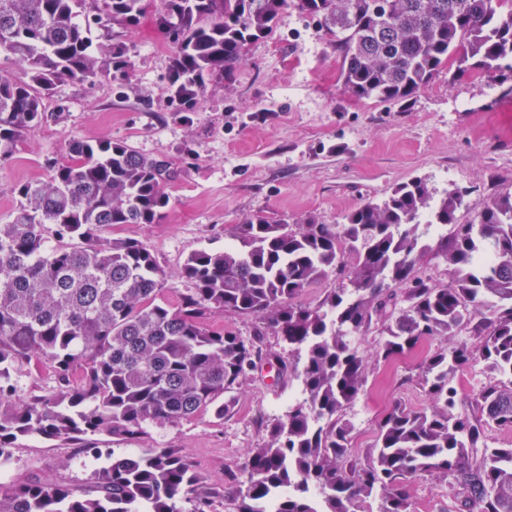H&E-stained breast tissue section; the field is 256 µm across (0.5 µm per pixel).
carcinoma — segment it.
I'll use <instances>...</instances> for the list:
<instances>
[{
	"label": "carcinoma",
	"instance_id": "obj_1",
	"mask_svg": "<svg viewBox=\"0 0 512 512\" xmlns=\"http://www.w3.org/2000/svg\"><path fill=\"white\" fill-rule=\"evenodd\" d=\"M336 36L344 87L360 98L404 100L445 71L495 81L512 73V0H295ZM288 0H162L160 33L176 47L172 98L193 106L210 79L240 63L246 45L271 34ZM143 0H0V53L29 74L0 72V161L44 119L43 100L62 79L125 74L120 45L93 46L98 27H135ZM43 182L19 186V204L0 224V459L20 437L47 440L106 434L134 438L149 424L207 411L248 377L253 341L211 329L208 309L260 318L304 361L273 356L279 373H299L305 398L252 451L255 476L232 492L235 512H358L377 492L380 512H410L398 478L441 474L480 512H512V448L488 442L489 426L512 427V193L494 199L437 254L455 278L438 285L415 273L426 247L420 217L454 224L466 191L435 199L418 178L381 203L367 201L341 224L297 229L257 217L237 225L240 248L198 251L182 268L192 287L177 306L159 300L164 274L149 249L107 238L120 224H158L170 197L171 164L122 141L73 140ZM330 272L347 284L311 309L293 299ZM490 316L478 318L482 311ZM379 326V362L434 336L471 327L479 349L460 342L430 355L419 383L432 399L413 412L394 405L368 463L344 467L351 425L341 415L367 382L352 337ZM489 380L474 410L461 411L456 370L475 358ZM23 364L46 368L56 389L15 401ZM95 472L93 496L50 479L0 484V512H208L193 495L192 464L165 450L115 457Z\"/></svg>",
	"mask_w": 512,
	"mask_h": 512
}]
</instances>
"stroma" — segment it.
<instances>
[{"label":"stroma","instance_id":"1","mask_svg":"<svg viewBox=\"0 0 512 512\" xmlns=\"http://www.w3.org/2000/svg\"><path fill=\"white\" fill-rule=\"evenodd\" d=\"M161 0H145L137 26L117 33L131 67L125 76L60 83L44 100L46 119L0 164V224L19 202L17 189L47 179L48 161L69 142H127L167 160L176 172L159 224H127L113 237L142 241L165 275L162 299L177 304L189 286L182 267L192 253L234 245L235 225L256 215L288 224H339L367 201L386 199L398 184L424 179L434 195L469 188L457 213L471 222L491 200L512 192V77L492 83L474 75H441L409 100L380 102L348 92L340 79L336 38L316 19L286 9L268 37L249 43L243 62L225 80L208 82L198 104L170 100L176 49L161 36ZM213 328L256 338L266 353L287 355L280 336L253 316L210 309ZM434 337L387 363L369 362L367 383L343 418L350 423L349 463L366 464L385 415L394 404L417 411L430 404L419 384L429 354L447 349ZM302 398L295 375L276 379L266 362L208 410L178 424H151L133 439L106 438L114 455L164 449L187 458L197 489L212 512H232L224 496L243 478L251 449L267 428ZM9 482L50 478L89 488L100 463L85 442L26 436L13 448ZM415 512H461L443 476L404 478Z\"/></svg>","mask_w":512,"mask_h":512}]
</instances>
